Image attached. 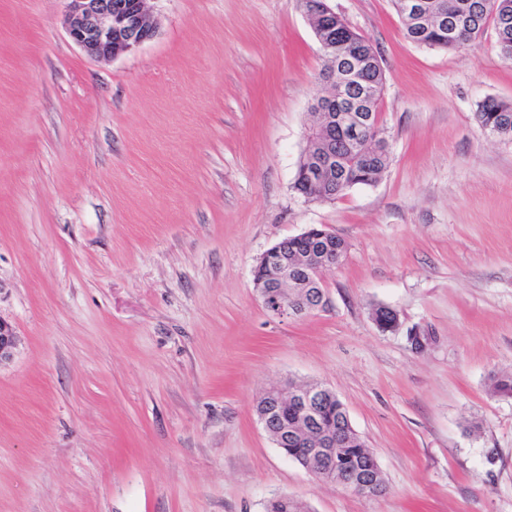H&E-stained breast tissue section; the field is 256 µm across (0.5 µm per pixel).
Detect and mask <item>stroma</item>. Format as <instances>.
<instances>
[{
	"label": "stroma",
	"instance_id": "1",
	"mask_svg": "<svg viewBox=\"0 0 512 512\" xmlns=\"http://www.w3.org/2000/svg\"><path fill=\"white\" fill-rule=\"evenodd\" d=\"M376 50L390 162L331 202L293 187L327 66L299 0H149L111 60L66 0H0V512H512V99L493 31L419 46L391 0H330ZM325 227L327 304L270 315L259 257ZM394 309L381 332L372 312ZM428 336L422 352L408 340ZM344 403L386 491L316 479L264 430L270 387ZM480 422L470 432L468 422ZM475 116L481 128L489 133L512 138V101L486 97L478 103Z\"/></svg>",
	"mask_w": 512,
	"mask_h": 512
}]
</instances>
